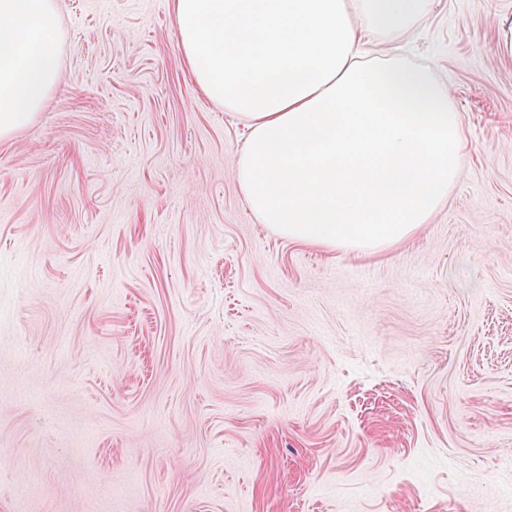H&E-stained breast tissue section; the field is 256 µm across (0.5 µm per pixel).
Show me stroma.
I'll use <instances>...</instances> for the list:
<instances>
[{"instance_id":"1","label":"stroma","mask_w":512,"mask_h":512,"mask_svg":"<svg viewBox=\"0 0 512 512\" xmlns=\"http://www.w3.org/2000/svg\"><path fill=\"white\" fill-rule=\"evenodd\" d=\"M61 79L0 139V512H512V0L401 43L460 175L381 256L268 231L170 0H55Z\"/></svg>"}]
</instances>
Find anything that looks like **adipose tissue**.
<instances>
[{
    "label": "adipose tissue",
    "mask_w": 512,
    "mask_h": 512,
    "mask_svg": "<svg viewBox=\"0 0 512 512\" xmlns=\"http://www.w3.org/2000/svg\"><path fill=\"white\" fill-rule=\"evenodd\" d=\"M429 0H172L199 92L247 130L234 176L288 240L379 255L413 237L460 174L450 92L396 44ZM53 0H0V138L59 82Z\"/></svg>",
    "instance_id": "1"
}]
</instances>
